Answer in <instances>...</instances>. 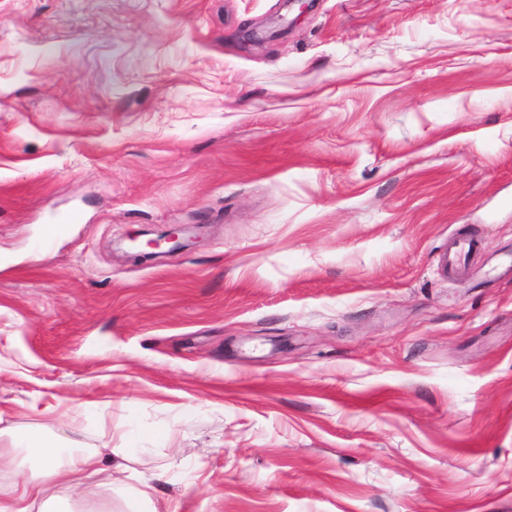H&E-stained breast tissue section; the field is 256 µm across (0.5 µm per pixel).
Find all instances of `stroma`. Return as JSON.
<instances>
[{"label":"stroma","mask_w":512,"mask_h":512,"mask_svg":"<svg viewBox=\"0 0 512 512\" xmlns=\"http://www.w3.org/2000/svg\"><path fill=\"white\" fill-rule=\"evenodd\" d=\"M32 433L112 512H512V0H0Z\"/></svg>","instance_id":"1"}]
</instances>
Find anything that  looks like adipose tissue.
Here are the masks:
<instances>
[{"mask_svg": "<svg viewBox=\"0 0 512 512\" xmlns=\"http://www.w3.org/2000/svg\"><path fill=\"white\" fill-rule=\"evenodd\" d=\"M26 450L37 466L0 489V512H79L88 480L101 470V456L53 433L34 436Z\"/></svg>", "mask_w": 512, "mask_h": 512, "instance_id": "adipose-tissue-1", "label": "adipose tissue"}]
</instances>
